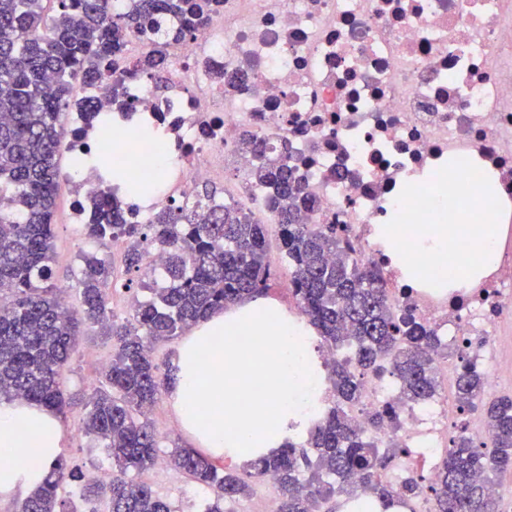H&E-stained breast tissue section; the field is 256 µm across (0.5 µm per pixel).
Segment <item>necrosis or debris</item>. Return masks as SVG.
Wrapping results in <instances>:
<instances>
[{
    "mask_svg": "<svg viewBox=\"0 0 512 512\" xmlns=\"http://www.w3.org/2000/svg\"><path fill=\"white\" fill-rule=\"evenodd\" d=\"M247 75L228 91L214 81ZM168 88L128 84L136 119L162 121L167 155L159 204L193 200L216 173L248 180L250 128L287 144L313 201L311 224H337L353 254L377 264L391 300L464 347L493 378L512 377L495 335L512 324V0H221L168 58ZM465 158L504 207L493 254L467 288L411 283L379 239L406 184ZM457 413L447 396L405 411L382 441L435 467Z\"/></svg>",
    "mask_w": 512,
    "mask_h": 512,
    "instance_id": "1",
    "label": "necrosis or debris"
}]
</instances>
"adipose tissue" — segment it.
<instances>
[{"label":"adipose tissue","mask_w":512,"mask_h":512,"mask_svg":"<svg viewBox=\"0 0 512 512\" xmlns=\"http://www.w3.org/2000/svg\"><path fill=\"white\" fill-rule=\"evenodd\" d=\"M308 341L289 325L277 304L257 298L211 315L178 349L179 380L170 394L182 428L209 455L244 463L276 453L309 425L312 397L323 389L322 371L306 370ZM39 453L28 457V438ZM63 425L34 403L0 402V494L41 483L58 456Z\"/></svg>","instance_id":"ef3b65f1"}]
</instances>
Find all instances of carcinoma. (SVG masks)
Segmentation results:
<instances>
[{
  "instance_id": "carcinoma-1",
  "label": "carcinoma",
  "mask_w": 512,
  "mask_h": 512,
  "mask_svg": "<svg viewBox=\"0 0 512 512\" xmlns=\"http://www.w3.org/2000/svg\"><path fill=\"white\" fill-rule=\"evenodd\" d=\"M113 3L0 0V401L20 399L62 410L61 370L82 328L99 326L116 351L88 402L82 429L108 449L112 474L85 484L81 499L93 506L105 499L110 512H173L165 498L127 478L129 470L158 460L159 439L147 413L171 379V369L160 372L152 345L267 290L272 276L265 262L268 227L233 204H216L217 190L206 186L196 207L163 205L147 223L133 224L112 187H99L87 197L86 224L87 238L98 251L79 252L73 278L81 306L60 300L50 280L62 150L93 126L104 140L123 141L90 100L72 101L75 85L103 88L121 111L134 110L126 82L145 77L154 88L165 87L168 47L192 36L218 6V0H127L122 9ZM134 38L149 51L129 56ZM74 107L84 126L69 130L66 116ZM237 147L255 159L252 182L278 228L299 312L316 329L318 349L336 350V358L325 363L335 404L309 427L305 441L290 439L277 454L259 458L249 476L277 484L278 512H317L344 487L360 488L386 507L429 495L434 512H500L486 485L512 471V396L488 397L484 373L463 352H454L460 363L454 390L458 408L481 410L493 438L478 442L461 429L433 482L415 475L403 494H394L383 476L408 449L391 444L380 450L379 441L354 425L351 411L370 375L395 377L407 404L431 401L438 391L433 356H448V345L418 321L411 307L390 300L376 264L355 259L336 225L304 222L312 201L288 165V146L276 151L269 138L244 128ZM96 163L128 181L135 193L157 185L152 179H129L113 153L100 154ZM115 236L130 240L125 258L130 271H140L152 251L166 252L165 285L142 282L151 297L134 299L131 317L121 322L109 314L106 290H129L133 281L119 286L112 280L102 251ZM368 423L373 430L395 428L400 415L383 404L369 413ZM169 463L213 492L205 512H232L230 505L249 492L238 473L193 448L175 449ZM74 479L66 460L56 458L21 512H66L59 493Z\"/></svg>"
}]
</instances>
